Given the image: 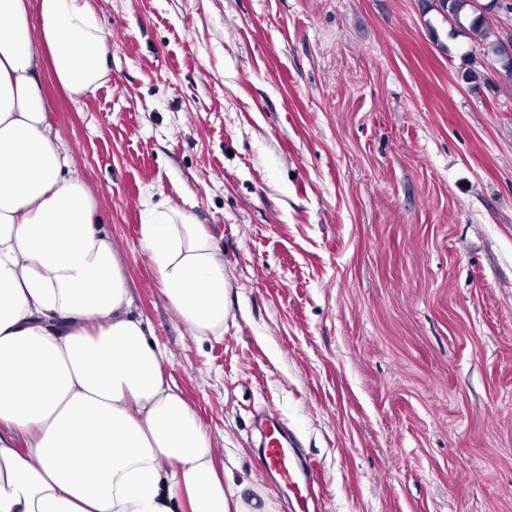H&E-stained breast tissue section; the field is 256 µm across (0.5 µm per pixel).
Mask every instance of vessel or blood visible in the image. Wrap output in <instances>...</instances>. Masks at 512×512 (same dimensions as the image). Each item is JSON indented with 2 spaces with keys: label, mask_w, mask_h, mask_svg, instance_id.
<instances>
[{
  "label": "vessel or blood",
  "mask_w": 512,
  "mask_h": 512,
  "mask_svg": "<svg viewBox=\"0 0 512 512\" xmlns=\"http://www.w3.org/2000/svg\"><path fill=\"white\" fill-rule=\"evenodd\" d=\"M264 427L263 466L274 481L288 487L297 499L308 500L320 482L317 471L298 461L287 434L276 422L265 421Z\"/></svg>",
  "instance_id": "1"
}]
</instances>
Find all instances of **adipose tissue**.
Returning <instances> with one entry per match:
<instances>
[{
  "label": "adipose tissue",
  "instance_id": "adipose-tissue-1",
  "mask_svg": "<svg viewBox=\"0 0 512 512\" xmlns=\"http://www.w3.org/2000/svg\"><path fill=\"white\" fill-rule=\"evenodd\" d=\"M70 96L105 75L87 0H0V512H276L225 485L166 380L91 192L56 145L39 76ZM142 237L178 317L221 331L224 256L194 219L145 199Z\"/></svg>",
  "mask_w": 512,
  "mask_h": 512
}]
</instances>
